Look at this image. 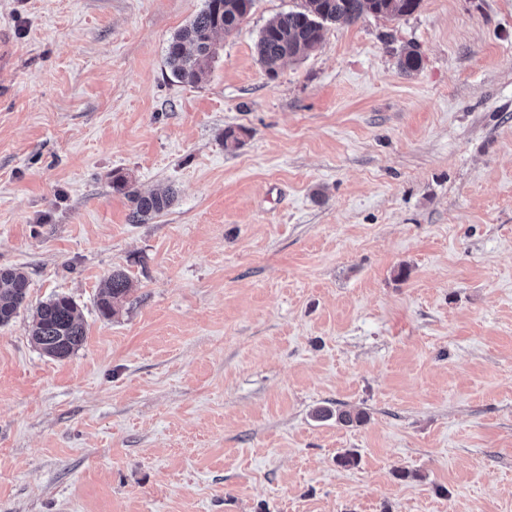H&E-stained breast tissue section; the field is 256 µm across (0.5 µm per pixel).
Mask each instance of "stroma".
Masks as SVG:
<instances>
[{"instance_id":"35a3bbf8","label":"stroma","mask_w":512,"mask_h":512,"mask_svg":"<svg viewBox=\"0 0 512 512\" xmlns=\"http://www.w3.org/2000/svg\"><path fill=\"white\" fill-rule=\"evenodd\" d=\"M300 3L189 86L204 0H0V512H512V0L332 23L269 78ZM116 171L171 206L129 223ZM55 294L63 360L29 336ZM29 287L27 275L16 269L0 271V327L7 326L16 317ZM131 290L132 284L127 274L122 271H113L97 301L101 316L109 318L114 315L126 301ZM32 342L44 354L65 359L85 341V329L74 300L55 295L40 303L33 315L30 329Z\"/></svg>"}]
</instances>
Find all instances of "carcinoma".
Segmentation results:
<instances>
[{
  "label": "carcinoma",
  "mask_w": 512,
  "mask_h": 512,
  "mask_svg": "<svg viewBox=\"0 0 512 512\" xmlns=\"http://www.w3.org/2000/svg\"><path fill=\"white\" fill-rule=\"evenodd\" d=\"M255 0H204L203 8L193 20L172 37L167 60L178 82L196 86L204 82L216 57V36L235 30L250 14ZM420 0H302L297 10L281 14L260 32L256 52L266 74L274 78L287 60L303 58L323 42L324 24L353 23L366 14L402 17L414 13ZM421 63L417 47L403 49L399 66L405 72L416 70ZM112 187L131 203L128 220L143 224L171 204L168 193L139 191L126 176L113 175ZM29 287L27 275L16 269L0 271V327L16 317ZM132 284L122 271H114L101 290L97 301L101 316L109 318L126 301ZM32 342L44 354L65 359L85 341V329L74 300L56 295L40 303L30 329Z\"/></svg>",
  "instance_id": "1"
}]
</instances>
